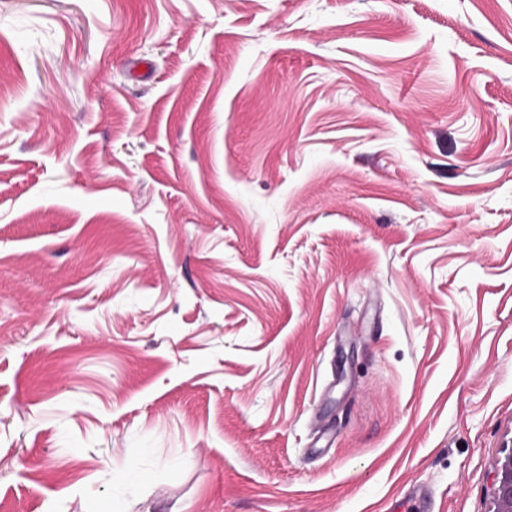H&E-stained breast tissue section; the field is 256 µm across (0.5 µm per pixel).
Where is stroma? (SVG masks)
<instances>
[{
	"label": "stroma",
	"mask_w": 512,
	"mask_h": 512,
	"mask_svg": "<svg viewBox=\"0 0 512 512\" xmlns=\"http://www.w3.org/2000/svg\"><path fill=\"white\" fill-rule=\"evenodd\" d=\"M508 436L512 0H0V512H489Z\"/></svg>",
	"instance_id": "stroma-1"
}]
</instances>
